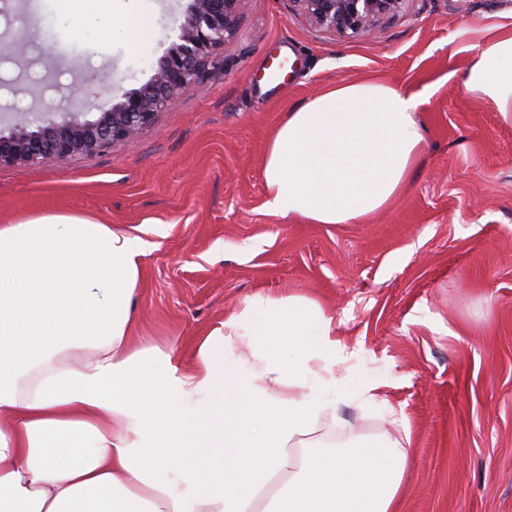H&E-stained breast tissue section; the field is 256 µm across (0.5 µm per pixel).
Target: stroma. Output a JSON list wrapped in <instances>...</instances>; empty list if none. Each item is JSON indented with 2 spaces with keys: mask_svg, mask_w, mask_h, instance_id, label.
<instances>
[{
  "mask_svg": "<svg viewBox=\"0 0 512 512\" xmlns=\"http://www.w3.org/2000/svg\"><path fill=\"white\" fill-rule=\"evenodd\" d=\"M188 0H137L139 47L40 38L0 68V127L82 89L89 118L148 82ZM43 0H0V46ZM512 29V0H408L366 38L311 24L288 0H243L202 77L139 137L63 162L0 168V224L76 215L147 241L135 336L189 362L200 336L257 294L317 299L346 348L340 373L377 384L326 438H408L397 512H512V126L462 92L469 46ZM113 75L112 85L101 81ZM430 95L425 153L361 224L266 206L264 165L287 112L340 82Z\"/></svg>",
  "mask_w": 512,
  "mask_h": 512,
  "instance_id": "1",
  "label": "stroma"
}]
</instances>
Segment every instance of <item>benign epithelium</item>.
<instances>
[{
  "mask_svg": "<svg viewBox=\"0 0 512 512\" xmlns=\"http://www.w3.org/2000/svg\"><path fill=\"white\" fill-rule=\"evenodd\" d=\"M242 0H189L175 40L164 50L141 88L120 95L95 119L71 106L32 124L24 116L0 129V167L66 161L92 154L151 128L182 90L197 82L216 51L233 35ZM406 0H289L312 23L341 34L366 36L399 13Z\"/></svg>",
  "mask_w": 512,
  "mask_h": 512,
  "instance_id": "7a95c632",
  "label": "benign epithelium"
}]
</instances>
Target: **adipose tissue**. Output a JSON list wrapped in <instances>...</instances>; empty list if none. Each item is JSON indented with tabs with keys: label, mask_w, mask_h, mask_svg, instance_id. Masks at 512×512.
<instances>
[{
	"label": "adipose tissue",
	"mask_w": 512,
	"mask_h": 512,
	"mask_svg": "<svg viewBox=\"0 0 512 512\" xmlns=\"http://www.w3.org/2000/svg\"><path fill=\"white\" fill-rule=\"evenodd\" d=\"M116 3L52 0L81 39L138 37ZM471 51L464 95L512 125V32ZM423 102L368 80L288 112L265 160L267 207L312 224L386 207L422 157ZM145 253L79 216L0 225V512H395L399 441L321 434L341 400L374 399L373 384L337 376L345 348L322 305L255 295L185 368L131 345Z\"/></svg>",
	"instance_id": "adipose-tissue-1"
}]
</instances>
